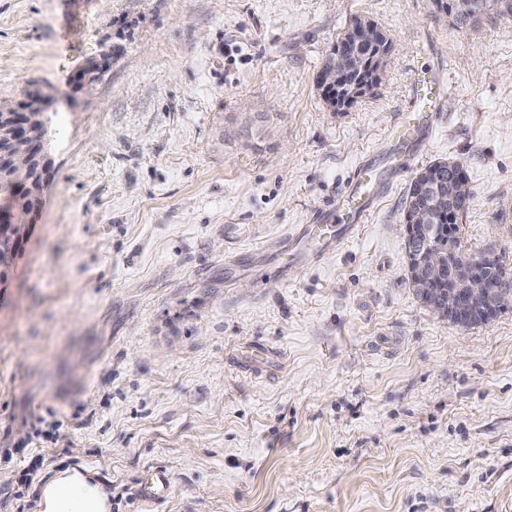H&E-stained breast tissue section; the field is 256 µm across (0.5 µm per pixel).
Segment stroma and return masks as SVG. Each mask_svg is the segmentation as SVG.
<instances>
[{"label": "stroma", "instance_id": "obj_1", "mask_svg": "<svg viewBox=\"0 0 512 512\" xmlns=\"http://www.w3.org/2000/svg\"><path fill=\"white\" fill-rule=\"evenodd\" d=\"M356 18L393 50L337 112L316 76ZM426 38L453 86L423 157L354 240L259 287L391 134ZM104 45L107 70L76 86ZM33 85L53 177L0 285V512L39 451L43 475L96 471L112 512H512V308L448 323L403 238L416 171L457 160L468 250L512 267V19L460 28L433 0H0V105ZM155 464L174 486L146 502Z\"/></svg>", "mask_w": 512, "mask_h": 512}]
</instances>
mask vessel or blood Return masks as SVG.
Instances as JSON below:
<instances>
[{
  "instance_id": "b4317fda",
  "label": "vessel or blood",
  "mask_w": 512,
  "mask_h": 512,
  "mask_svg": "<svg viewBox=\"0 0 512 512\" xmlns=\"http://www.w3.org/2000/svg\"><path fill=\"white\" fill-rule=\"evenodd\" d=\"M449 88L448 69L440 65L415 68L404 92L400 122L407 133L405 152L393 162L363 159L357 165L346 189L327 209L317 212L311 223L296 227L288 236V263L275 266L274 276L283 281L289 266L320 263L341 245L353 240L372 210L391 189L404 169L418 160L429 145ZM173 476L163 465L148 467L139 486L141 499L152 501L168 496Z\"/></svg>"
}]
</instances>
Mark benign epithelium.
Wrapping results in <instances>:
<instances>
[{"label":"benign epithelium","instance_id":"benign-epithelium-1","mask_svg":"<svg viewBox=\"0 0 512 512\" xmlns=\"http://www.w3.org/2000/svg\"><path fill=\"white\" fill-rule=\"evenodd\" d=\"M386 40L383 29L373 21L361 20L347 31L346 45L336 52V58L320 76V81L337 83L347 71L346 50L351 45H365L373 49L382 48ZM112 58V47L104 46L91 58L81 76L89 82L104 72ZM46 97L37 89L30 91L25 99L8 107H0V125L5 126V140L0 141V160L14 164L13 186H26L31 172H36L39 189L45 190L53 174V161L47 151L46 134L50 117L45 112ZM465 189L454 177L448 178V189L435 192L433 211L439 215L448 212V201L464 195ZM42 198H37L28 212L26 223L15 222L13 210H0V239L9 233L13 239L9 257L19 256L29 228L35 223ZM407 249L416 253L418 271L412 278V287L425 304L436 307L439 315L451 322L469 325L497 310L512 307V286H496L485 272L487 258L475 256L465 249L450 254L432 235H424L419 244L412 240V229L404 225ZM455 282V287L444 290L438 287L443 279Z\"/></svg>","mask_w":512,"mask_h":512}]
</instances>
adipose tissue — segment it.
<instances>
[{
	"label": "adipose tissue",
	"instance_id": "adipose-tissue-1",
	"mask_svg": "<svg viewBox=\"0 0 512 512\" xmlns=\"http://www.w3.org/2000/svg\"><path fill=\"white\" fill-rule=\"evenodd\" d=\"M38 512H112V495L95 471H56L40 488Z\"/></svg>",
	"mask_w": 512,
	"mask_h": 512
}]
</instances>
